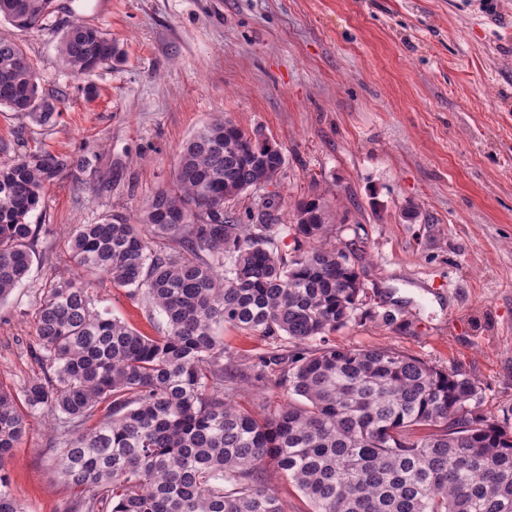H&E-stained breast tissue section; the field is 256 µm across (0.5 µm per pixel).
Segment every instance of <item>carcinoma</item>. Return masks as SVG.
Returning a JSON list of instances; mask_svg holds the SVG:
<instances>
[{
	"instance_id": "1",
	"label": "carcinoma",
	"mask_w": 512,
	"mask_h": 512,
	"mask_svg": "<svg viewBox=\"0 0 512 512\" xmlns=\"http://www.w3.org/2000/svg\"><path fill=\"white\" fill-rule=\"evenodd\" d=\"M55 0H0V20L38 29ZM62 66L86 81L124 51L75 18L58 44ZM57 96L22 45L0 33V107L48 124ZM74 161L40 151L0 164V302L27 277L29 216L46 185ZM280 148L214 115L181 147L171 183L129 221L103 214L72 230L76 279L51 288L35 312L49 375L22 394L0 388V512H24L6 464L26 428L20 406L68 432L52 458L81 493L71 512H288L268 485L286 477L311 512H512V424L480 409L465 373L388 348L340 347L326 336L356 318L364 288L356 251L332 243L346 216L323 196L298 199L287 224L280 195L226 208L279 180ZM287 229L291 253L275 244ZM100 276L141 293L168 330L148 336L96 307ZM229 325L276 341L234 364ZM288 361L275 377L272 365ZM288 387L278 408L236 401L248 387Z\"/></svg>"
}]
</instances>
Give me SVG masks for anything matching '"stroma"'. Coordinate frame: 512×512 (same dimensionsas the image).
I'll use <instances>...</instances> for the list:
<instances>
[{
	"label": "stroma",
	"mask_w": 512,
	"mask_h": 512,
	"mask_svg": "<svg viewBox=\"0 0 512 512\" xmlns=\"http://www.w3.org/2000/svg\"><path fill=\"white\" fill-rule=\"evenodd\" d=\"M16 32L53 123L0 109V162L48 150L81 159L47 186L27 278L0 303V385L21 392L43 367L31 345L40 296L75 276L69 233L104 213L135 219L168 184L182 144L221 112L285 156L283 208L319 194L343 205L366 298L329 343L385 347L480 387L482 410L512 420V0H57ZM125 52L96 99L61 65L71 17ZM98 308L160 336L141 294L98 279ZM7 470L25 512H67L73 489L42 414Z\"/></svg>",
	"instance_id": "stroma-1"
}]
</instances>
